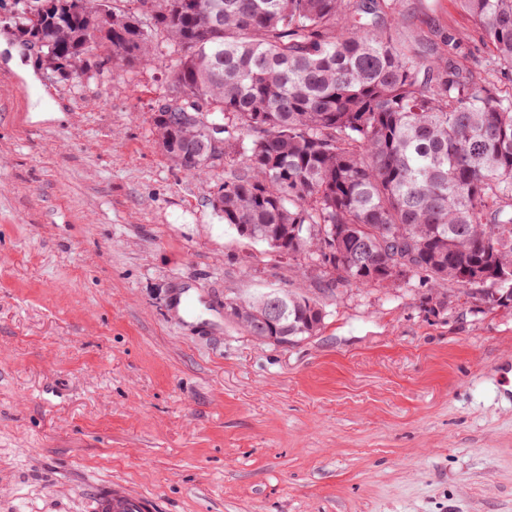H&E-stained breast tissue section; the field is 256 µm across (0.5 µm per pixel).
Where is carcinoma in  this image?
Wrapping results in <instances>:
<instances>
[{
	"label": "carcinoma",
	"instance_id": "cac0c4a2",
	"mask_svg": "<svg viewBox=\"0 0 512 512\" xmlns=\"http://www.w3.org/2000/svg\"><path fill=\"white\" fill-rule=\"evenodd\" d=\"M31 0L19 33L69 74L89 55L117 71L172 56V106L153 132L177 167L224 168L212 208L241 238L336 274L389 288L423 275L438 295L474 286L512 303V90L459 59L394 38L399 0ZM512 73V0H454ZM221 14L220 27L211 17ZM224 117L223 157L206 132ZM262 341L313 336L326 318L312 294L288 291ZM231 298L225 309L250 336Z\"/></svg>",
	"mask_w": 512,
	"mask_h": 512
}]
</instances>
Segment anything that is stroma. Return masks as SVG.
<instances>
[{
  "label": "stroma",
  "instance_id": "1",
  "mask_svg": "<svg viewBox=\"0 0 512 512\" xmlns=\"http://www.w3.org/2000/svg\"><path fill=\"white\" fill-rule=\"evenodd\" d=\"M396 36L488 62L453 0H400ZM0 0V512H512V305L335 286L214 212L223 169L154 144L171 62L62 76ZM17 52L33 69L7 65ZM40 97L57 118L34 119ZM304 287L321 331L262 344L227 298ZM153 501L134 496L112 487V483L99 486L91 497V512H155Z\"/></svg>",
  "mask_w": 512,
  "mask_h": 512
}]
</instances>
